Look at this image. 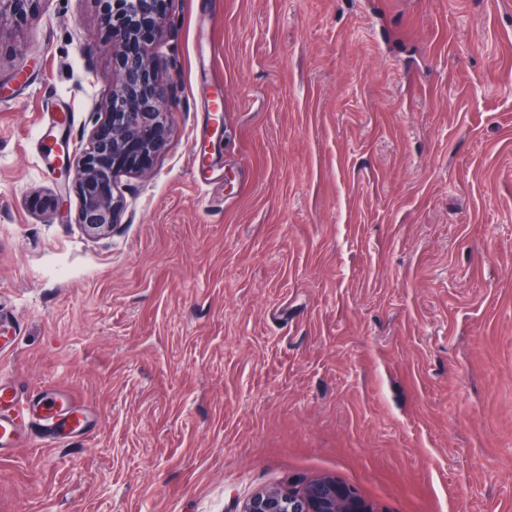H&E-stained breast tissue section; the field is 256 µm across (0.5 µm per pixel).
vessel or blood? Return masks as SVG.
I'll use <instances>...</instances> for the list:
<instances>
[{
    "label": "vessel or blood",
    "instance_id": "1",
    "mask_svg": "<svg viewBox=\"0 0 512 512\" xmlns=\"http://www.w3.org/2000/svg\"><path fill=\"white\" fill-rule=\"evenodd\" d=\"M85 427V410L73 394L58 389L26 401L14 386L0 382L1 462L10 461L25 439L36 438L44 446L60 445Z\"/></svg>",
    "mask_w": 512,
    "mask_h": 512
}]
</instances>
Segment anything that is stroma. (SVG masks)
<instances>
[{
	"instance_id": "1",
	"label": "stroma",
	"mask_w": 512,
	"mask_h": 512,
	"mask_svg": "<svg viewBox=\"0 0 512 512\" xmlns=\"http://www.w3.org/2000/svg\"><path fill=\"white\" fill-rule=\"evenodd\" d=\"M165 149L90 236L96 0L0 25V381L89 413L0 512H512V0H170ZM224 90V126L207 101ZM242 512H366L335 480L321 478L299 490L272 489L253 496Z\"/></svg>"
}]
</instances>
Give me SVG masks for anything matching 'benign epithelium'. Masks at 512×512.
<instances>
[{
    "label": "benign epithelium",
    "instance_id": "1",
    "mask_svg": "<svg viewBox=\"0 0 512 512\" xmlns=\"http://www.w3.org/2000/svg\"><path fill=\"white\" fill-rule=\"evenodd\" d=\"M34 0H0V22L26 15ZM112 31V89L95 107L98 119L88 146L65 157L59 178L74 182L80 198L78 221L89 234L105 235L115 226L122 201L117 175L138 173L166 144L172 101L146 39L164 35L170 0H97ZM242 512H365L354 495L335 480L321 478L299 490L272 489L253 496Z\"/></svg>",
    "mask_w": 512,
    "mask_h": 512
}]
</instances>
